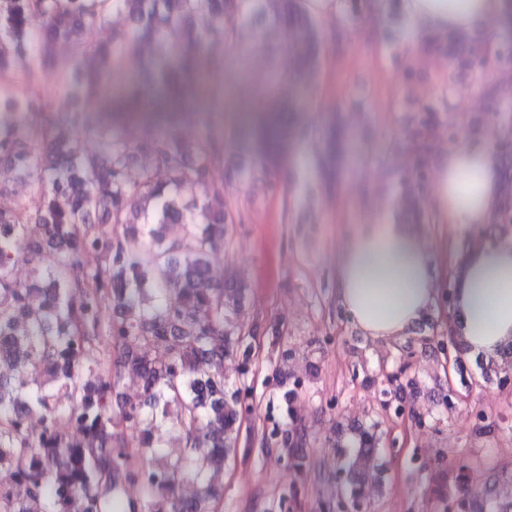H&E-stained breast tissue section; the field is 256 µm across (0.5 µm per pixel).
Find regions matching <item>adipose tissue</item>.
Returning a JSON list of instances; mask_svg holds the SVG:
<instances>
[{"mask_svg":"<svg viewBox=\"0 0 512 512\" xmlns=\"http://www.w3.org/2000/svg\"><path fill=\"white\" fill-rule=\"evenodd\" d=\"M414 37L452 33L467 40L487 29L503 0H403ZM437 180L429 206L440 224L488 223L502 175L492 145L461 141L434 158ZM456 335L472 352L492 355L512 341V244L476 242L458 262ZM436 261L421 234L406 224H367L336 261V295L363 336L391 342L433 310Z\"/></svg>","mask_w":512,"mask_h":512,"instance_id":"adipose-tissue-1","label":"adipose tissue"}]
</instances>
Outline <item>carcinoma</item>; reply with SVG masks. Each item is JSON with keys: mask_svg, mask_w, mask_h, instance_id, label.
<instances>
[{"mask_svg": "<svg viewBox=\"0 0 512 512\" xmlns=\"http://www.w3.org/2000/svg\"><path fill=\"white\" fill-rule=\"evenodd\" d=\"M120 15L134 26L110 46L90 47L88 61L62 68L65 102L41 92L35 71L17 72L18 58L50 61L57 41L111 27ZM244 26L275 47V34L285 32L299 74L315 71L321 32L301 0H0V105L18 117L0 126V167L24 190L14 207L0 209V468L26 488L20 497L0 485V512H32L33 503L39 512H218L222 491L206 483L199 461L222 467L236 451L249 391L224 380V360L242 356L245 374L249 355L234 320L243 286L214 284L209 255L234 222L217 179L243 170L224 164L216 104L203 109L193 140L182 137L175 107L160 132L134 144L91 114L121 51L145 45L146 79L113 93L112 111L153 110L156 83L173 102L219 97L215 43L235 45ZM448 56L453 71L474 72L485 49L450 36ZM250 105L262 114L256 128L267 143L278 138L277 113L295 111L264 95ZM81 136L97 147L80 149ZM141 155L152 166L133 179ZM278 166L269 146L249 174ZM504 182L494 214L501 223L512 215V161ZM186 193L195 195L190 206ZM170 224L182 225L183 235L167 237ZM129 230L147 241L144 251H127ZM48 249L61 258L45 268ZM20 261L31 266L27 282L15 277ZM127 375L140 380L143 398L114 408ZM170 406L184 442L176 458L150 442ZM33 415L44 425L38 434L26 427ZM355 442L349 497L358 501L364 483L380 477L375 428L359 429ZM187 479L203 485L200 496L179 494ZM128 485L141 496L124 497Z\"/></svg>", "mask_w": 512, "mask_h": 512, "instance_id": "carcinoma-1", "label": "carcinoma"}]
</instances>
